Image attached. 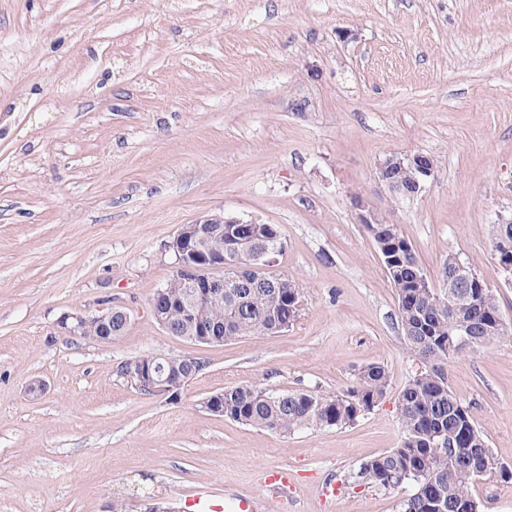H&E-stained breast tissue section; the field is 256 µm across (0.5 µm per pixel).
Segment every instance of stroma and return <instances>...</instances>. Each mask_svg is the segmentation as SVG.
Wrapping results in <instances>:
<instances>
[{
  "instance_id": "35a3bbf8",
  "label": "stroma",
  "mask_w": 512,
  "mask_h": 512,
  "mask_svg": "<svg viewBox=\"0 0 512 512\" xmlns=\"http://www.w3.org/2000/svg\"><path fill=\"white\" fill-rule=\"evenodd\" d=\"M416 153L433 176L392 194L379 163ZM362 206L436 287L449 256L469 263L512 325L491 247L512 219V0H0V512H236L274 467L294 485L274 512H400L411 486L359 470L398 445L421 363ZM224 214L276 225L300 315L197 346L149 301L173 235ZM106 295L132 311L123 337L60 333ZM146 353L207 367L171 401L119 374ZM372 363L386 395L343 428L278 436L203 406L241 385L333 398ZM448 383L512 464V335Z\"/></svg>"
}]
</instances>
